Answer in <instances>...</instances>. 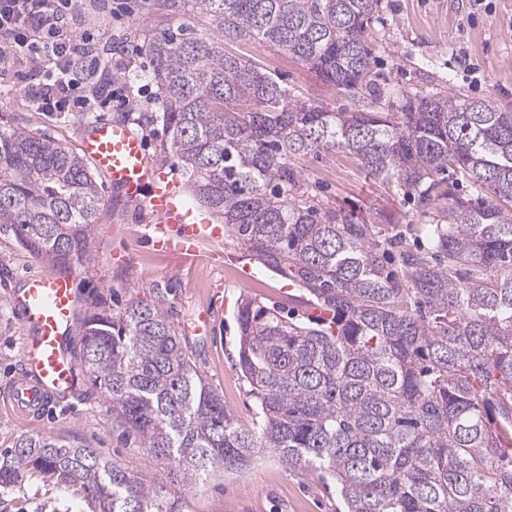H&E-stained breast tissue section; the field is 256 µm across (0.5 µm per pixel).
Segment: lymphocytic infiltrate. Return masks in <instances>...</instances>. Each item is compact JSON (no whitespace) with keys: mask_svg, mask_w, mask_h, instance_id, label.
Returning a JSON list of instances; mask_svg holds the SVG:
<instances>
[{"mask_svg":"<svg viewBox=\"0 0 512 512\" xmlns=\"http://www.w3.org/2000/svg\"><path fill=\"white\" fill-rule=\"evenodd\" d=\"M76 8L77 0H0V60L29 62L37 78L25 92L40 111H66L75 88L76 35L53 19Z\"/></svg>","mask_w":512,"mask_h":512,"instance_id":"f902f5d3","label":"lymphocytic infiltrate"}]
</instances>
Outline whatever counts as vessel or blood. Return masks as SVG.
<instances>
[{"instance_id": "obj_1", "label": "vessel or blood", "mask_w": 512, "mask_h": 512, "mask_svg": "<svg viewBox=\"0 0 512 512\" xmlns=\"http://www.w3.org/2000/svg\"><path fill=\"white\" fill-rule=\"evenodd\" d=\"M80 148L113 189L127 200L140 199L144 186H151L149 203L158 217L155 244L196 254V240L218 235L198 221L182 201L177 180L155 177L142 140L128 125L99 122L82 137ZM12 310L27 327L24 348L25 374L8 390V399L22 416L66 394L74 381L76 365L66 352L82 303L69 277L33 276L24 288L9 298Z\"/></svg>"}]
</instances>
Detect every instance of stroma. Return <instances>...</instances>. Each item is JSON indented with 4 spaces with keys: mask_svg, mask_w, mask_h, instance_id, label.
Returning <instances> with one entry per match:
<instances>
[{
    "mask_svg": "<svg viewBox=\"0 0 512 512\" xmlns=\"http://www.w3.org/2000/svg\"><path fill=\"white\" fill-rule=\"evenodd\" d=\"M111 0H83L71 21L78 31L93 33L91 47L77 45V57L93 52L107 78L127 84L130 129L143 141L159 171L178 169L162 148V127L148 121L160 111V96L151 77L147 52L164 30L186 29L200 37L218 38L207 17L185 10H158L156 0H132L123 23L113 22ZM225 52L256 62L276 73L291 94L329 110L353 108L333 86L321 81L301 60L254 41H225ZM378 82L398 88L488 101L512 110V0H383V14L372 33ZM27 62L0 63V121L46 133L78 146L88 124L112 121L113 106H96L85 117L74 112H42L23 91ZM298 181L316 200L356 210L366 219L408 225L430 223L412 194L371 176L344 149L293 160ZM157 217L148 203L129 204L112 188L92 229L89 258L74 264L75 288L86 309L136 297L162 306L171 315L192 353L199 372L224 400V408L242 428H252L257 407L249 384L238 369L237 309L252 298L296 315L309 313L310 297L286 288L279 275L259 268L242 283L239 271L249 254L232 236L202 238L197 255L187 260L156 248L152 236ZM43 258L0 238V393L22 372L24 328L7 303L9 293L23 287L27 276L51 274ZM30 435L75 440L99 450L129 474L148 484L166 483L180 512H341L336 482L306 468L283 465L277 457L257 459L244 472H217L185 487L169 483L159 462L138 438L113 420L104 399L84 376L70 392L54 400L50 410L28 417L11 413L0 400V449ZM80 490L54 475L33 472L20 483L0 488V512H85Z\"/></svg>",
    "mask_w": 512,
    "mask_h": 512,
    "instance_id": "35a3bbf8",
    "label": "stroma"
}]
</instances>
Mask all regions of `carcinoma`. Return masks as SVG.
I'll list each match as a JSON object with an SVG mask.
<instances>
[{
	"label": "carcinoma",
	"instance_id": "cac0c4a2",
	"mask_svg": "<svg viewBox=\"0 0 512 512\" xmlns=\"http://www.w3.org/2000/svg\"><path fill=\"white\" fill-rule=\"evenodd\" d=\"M188 5L361 104H310L184 29L150 46L162 112L149 120L192 194L328 317L240 304L238 367L260 417L251 429L224 410L156 303L85 314L89 383L172 482L242 471L269 452L334 477L344 512H512V111L377 83L382 0L160 3ZM335 148L433 215L419 225L428 248L309 195L289 162ZM102 204L75 149L0 122V237L68 272L88 257ZM29 472L78 487L92 512H180L164 485L79 442L27 436L0 452V488Z\"/></svg>",
	"mask_w": 512,
	"mask_h": 512
}]
</instances>
